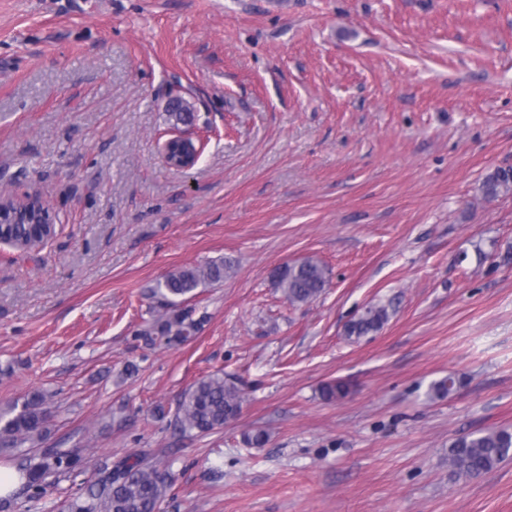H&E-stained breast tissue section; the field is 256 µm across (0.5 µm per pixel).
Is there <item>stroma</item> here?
<instances>
[{"label": "stroma", "instance_id": "1", "mask_svg": "<svg viewBox=\"0 0 512 512\" xmlns=\"http://www.w3.org/2000/svg\"><path fill=\"white\" fill-rule=\"evenodd\" d=\"M174 94L204 141L186 174L160 155ZM508 168L512 0H0V195L56 216L38 248L0 244V409L46 396L0 465L81 456L15 512H64L127 457L169 472L164 512H512V458L448 463L512 431V192L480 191ZM221 257L196 338L146 345L147 289ZM307 258L329 284L289 305L270 274ZM375 304L384 326L345 336ZM217 371L241 416L181 434ZM512 456V432L508 430L468 433L448 448V463L456 475L477 478Z\"/></svg>", "mask_w": 512, "mask_h": 512}]
</instances>
